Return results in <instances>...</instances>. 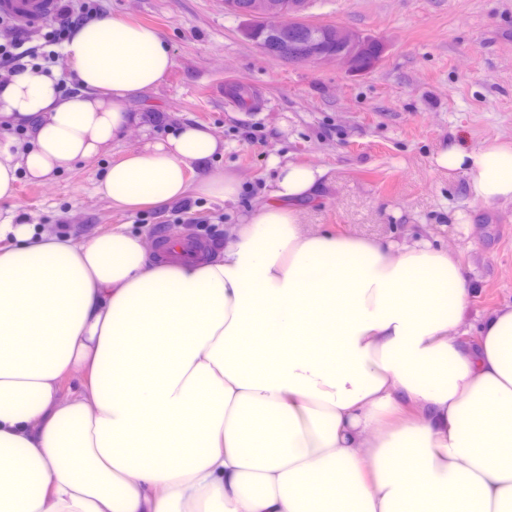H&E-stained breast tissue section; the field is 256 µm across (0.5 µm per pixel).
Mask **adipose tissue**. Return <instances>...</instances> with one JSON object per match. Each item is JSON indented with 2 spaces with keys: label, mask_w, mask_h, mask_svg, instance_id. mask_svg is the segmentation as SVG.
<instances>
[{
  "label": "adipose tissue",
  "mask_w": 512,
  "mask_h": 512,
  "mask_svg": "<svg viewBox=\"0 0 512 512\" xmlns=\"http://www.w3.org/2000/svg\"><path fill=\"white\" fill-rule=\"evenodd\" d=\"M64 69L0 77V512H512V304L465 345L470 290L433 237L306 222L325 171L278 166L271 201L199 259L121 224L83 243L5 204L106 152L129 213L235 200L206 125L154 134L133 103L174 65L156 29L103 14ZM79 94L66 97L61 79ZM472 203L512 204V141L431 156Z\"/></svg>",
  "instance_id": "adipose-tissue-1"
}]
</instances>
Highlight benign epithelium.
I'll return each instance as SVG.
<instances>
[{
	"instance_id": "benign-epithelium-1",
	"label": "benign epithelium",
	"mask_w": 512,
	"mask_h": 512,
	"mask_svg": "<svg viewBox=\"0 0 512 512\" xmlns=\"http://www.w3.org/2000/svg\"><path fill=\"white\" fill-rule=\"evenodd\" d=\"M306 0H236L233 12L242 19L240 34L255 42L260 34L269 35L271 51L294 64L331 63L344 65L357 73L369 71L382 52V42L341 25L329 32L336 49L324 50L316 42L320 29L302 27Z\"/></svg>"
}]
</instances>
